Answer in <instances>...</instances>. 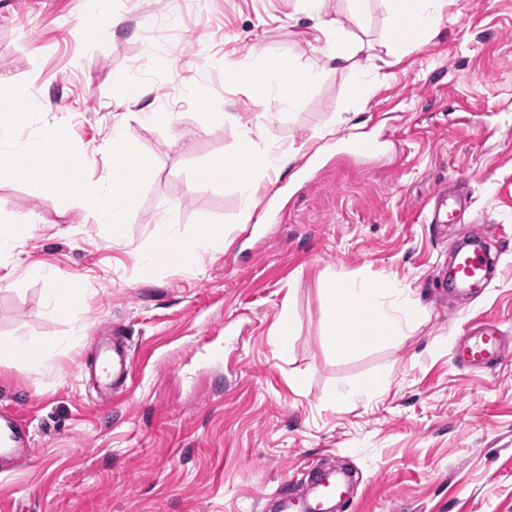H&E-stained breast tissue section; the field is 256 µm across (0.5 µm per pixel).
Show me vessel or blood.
Instances as JSON below:
<instances>
[{
  "label": "vessel or blood",
  "instance_id": "vessel-or-blood-1",
  "mask_svg": "<svg viewBox=\"0 0 512 512\" xmlns=\"http://www.w3.org/2000/svg\"><path fill=\"white\" fill-rule=\"evenodd\" d=\"M471 199L452 184L435 187L424 202L425 221L436 231H445L458 214L468 211ZM497 270V261L480 242L456 248L448 272V283L457 289H470L487 283ZM512 355L501 323L493 318L477 321L454 349L455 362L463 367L491 368ZM133 357L124 340L101 339L95 365L93 389L101 399L124 392L132 374ZM31 452L27 420L16 409L0 410V460L26 456ZM316 477L310 482L291 476L281 482L269 497L270 512H329L327 504L343 500V475L330 463L312 466Z\"/></svg>",
  "mask_w": 512,
  "mask_h": 512
}]
</instances>
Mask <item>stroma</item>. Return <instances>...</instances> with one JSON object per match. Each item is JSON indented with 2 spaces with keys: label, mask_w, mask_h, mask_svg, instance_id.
<instances>
[{
  "label": "stroma",
  "mask_w": 512,
  "mask_h": 512,
  "mask_svg": "<svg viewBox=\"0 0 512 512\" xmlns=\"http://www.w3.org/2000/svg\"><path fill=\"white\" fill-rule=\"evenodd\" d=\"M109 8L116 25L90 45L75 29L96 25L91 0H0V82L29 86L41 110L20 139L65 124L94 157L93 185L114 130L154 164L119 244L82 200L0 182V222L33 225L0 254V338L60 342L36 371L0 353V409L22 408L34 437L0 475V512H262L282 480L322 459L358 476L345 512H512V358L492 371L452 362L465 322L492 317L512 335V112L497 109L512 97V0H440L433 35L397 55L388 0H365L354 28L365 50L340 69L297 0ZM270 56L319 72L317 93L292 108L258 102L249 78ZM360 68L362 107L314 154ZM133 76L145 95L128 104ZM460 105L472 130L456 125ZM353 136L383 139L389 159L337 155ZM246 138L294 154L259 175L254 205L232 184L197 186L201 167ZM451 179L474 199L456 234L495 224L505 240L486 288L439 302L432 278L454 240L425 224L423 203ZM251 223L263 235H247ZM210 224L227 244L198 268L142 263L167 227L192 237ZM337 276L397 281L412 314L402 335L337 357L326 330ZM71 280L84 303L53 312L47 288ZM285 315L295 334L282 354ZM102 332L133 353L130 390L107 405L83 373ZM377 376L384 387L368 391Z\"/></svg>",
  "instance_id": "stroma-1"
}]
</instances>
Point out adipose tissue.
<instances>
[{
    "label": "adipose tissue",
    "mask_w": 512,
    "mask_h": 512,
    "mask_svg": "<svg viewBox=\"0 0 512 512\" xmlns=\"http://www.w3.org/2000/svg\"><path fill=\"white\" fill-rule=\"evenodd\" d=\"M303 12L312 19L327 49L330 60L346 63L362 49L359 42L336 19L325 18L323 0H300ZM390 11L399 37L393 38L391 47L400 50L425 40L434 29L438 14L424 6L423 0H389ZM257 100L279 99L285 106H293L314 94L317 75L300 64H284L273 58L267 60L252 79ZM277 157L267 152H257L251 140H243L229 157H216L207 166L210 184L231 183L238 187L245 199H252L257 187L255 172L275 166ZM224 228L220 225L206 227L195 237H185L171 230L158 236L143 257L147 265L160 270L172 268L167 251L177 247L199 256L200 252L223 251ZM397 283L391 280H364L358 283L335 281L328 291L327 331L337 355L345 356L354 351L378 346L400 335L403 319L399 316L381 318L378 306L381 298L398 295Z\"/></svg>",
    "instance_id": "ef3b65f1"
}]
</instances>
